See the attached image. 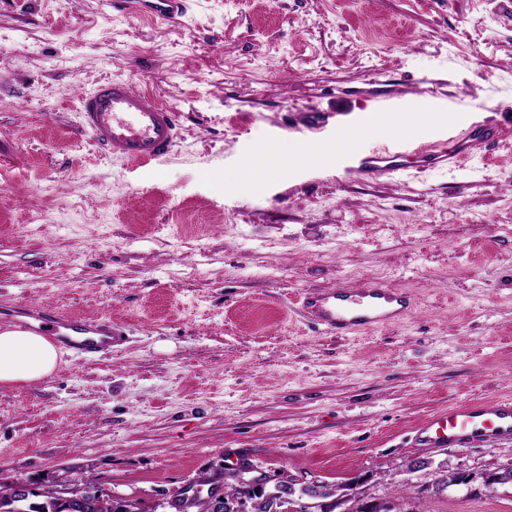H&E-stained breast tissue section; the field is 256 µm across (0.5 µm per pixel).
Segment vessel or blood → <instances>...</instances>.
<instances>
[{"label":"vessel or blood","mask_w":512,"mask_h":512,"mask_svg":"<svg viewBox=\"0 0 512 512\" xmlns=\"http://www.w3.org/2000/svg\"><path fill=\"white\" fill-rule=\"evenodd\" d=\"M153 17L175 20L185 15L187 0H150ZM83 131L113 158L130 164H146L168 157L179 140L176 112L153 93L135 89L129 80L112 78L79 98ZM499 129L485 124L453 138L448 147L418 146L410 154L419 166L459 165L478 154L484 143L498 139ZM404 151L351 152L350 169L360 175L380 177L404 167ZM407 291L389 287L374 278L359 287H338L308 293L303 304L306 316L325 332L350 336L361 331L395 325L415 308ZM16 315L38 321L56 341L79 357L111 353L122 336L110 321L66 317L28 303L17 305ZM512 437V400L471 399L429 415L413 431L416 448H447L453 445Z\"/></svg>","instance_id":"1"}]
</instances>
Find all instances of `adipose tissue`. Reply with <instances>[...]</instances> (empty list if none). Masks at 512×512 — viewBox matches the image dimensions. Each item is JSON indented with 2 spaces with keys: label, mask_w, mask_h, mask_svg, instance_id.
I'll list each match as a JSON object with an SVG mask.
<instances>
[{
  "label": "adipose tissue",
  "mask_w": 512,
  "mask_h": 512,
  "mask_svg": "<svg viewBox=\"0 0 512 512\" xmlns=\"http://www.w3.org/2000/svg\"><path fill=\"white\" fill-rule=\"evenodd\" d=\"M62 362V351L48 336L17 326L0 328V388L52 376Z\"/></svg>",
  "instance_id": "1"
}]
</instances>
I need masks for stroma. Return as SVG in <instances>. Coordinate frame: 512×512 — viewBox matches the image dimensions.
Returning a JSON list of instances; mask_svg holds the SVG:
<instances>
[{
    "instance_id": "35a3bbf8",
    "label": "stroma",
    "mask_w": 512,
    "mask_h": 512,
    "mask_svg": "<svg viewBox=\"0 0 512 512\" xmlns=\"http://www.w3.org/2000/svg\"><path fill=\"white\" fill-rule=\"evenodd\" d=\"M0 0V326L30 300L112 320L123 343L0 389V482L94 479L146 507L249 462L306 482L414 459L473 478L406 512H512V439L414 448L427 414L512 397V0ZM109 77L179 115L162 163L106 156L78 96ZM466 120H456V113ZM496 124L460 167L378 179L348 151ZM312 151L288 164L269 148ZM370 278L410 292L399 324L336 336L306 291ZM152 15L162 20H176L186 13L187 0H149Z\"/></svg>"
}]
</instances>
